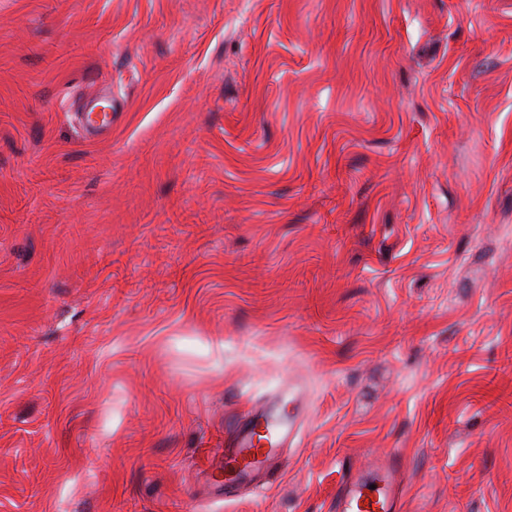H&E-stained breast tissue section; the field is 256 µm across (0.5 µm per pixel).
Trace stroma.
Wrapping results in <instances>:
<instances>
[{
  "mask_svg": "<svg viewBox=\"0 0 512 512\" xmlns=\"http://www.w3.org/2000/svg\"><path fill=\"white\" fill-rule=\"evenodd\" d=\"M394 453L402 512H512V0H0V512H327ZM95 114L97 119L92 116ZM81 125L89 137L108 136L112 133V113H82ZM260 431L269 447L259 445ZM298 432L296 420L277 416L272 402L251 412L244 423L233 429L230 447L225 448V469L222 462L213 461L205 471L211 499L221 501L239 484L250 483L287 441L296 438Z\"/></svg>",
  "mask_w": 512,
  "mask_h": 512,
  "instance_id": "stroma-1",
  "label": "stroma"
}]
</instances>
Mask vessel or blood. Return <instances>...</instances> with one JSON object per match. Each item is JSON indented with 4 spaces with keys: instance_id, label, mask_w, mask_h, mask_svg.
<instances>
[{
    "instance_id": "b4317fda",
    "label": "vessel or blood",
    "mask_w": 512,
    "mask_h": 512,
    "mask_svg": "<svg viewBox=\"0 0 512 512\" xmlns=\"http://www.w3.org/2000/svg\"><path fill=\"white\" fill-rule=\"evenodd\" d=\"M81 125L91 137L112 132V115L82 113ZM298 434L293 418L274 413L272 406H263L250 413L244 423L234 427L224 462L211 463L205 482L212 500L231 495L237 486L251 482L264 471L280 448ZM401 463L397 457L378 459L363 471L348 475L342 482L331 512H399L402 487Z\"/></svg>"
}]
</instances>
